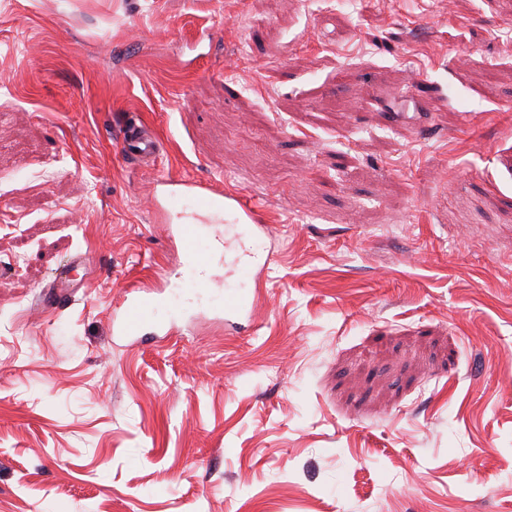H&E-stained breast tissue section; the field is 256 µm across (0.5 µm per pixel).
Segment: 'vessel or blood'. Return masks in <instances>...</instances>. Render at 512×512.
I'll use <instances>...</instances> for the list:
<instances>
[{"label":"vessel or blood","mask_w":512,"mask_h":512,"mask_svg":"<svg viewBox=\"0 0 512 512\" xmlns=\"http://www.w3.org/2000/svg\"><path fill=\"white\" fill-rule=\"evenodd\" d=\"M120 146L124 156L147 162L159 154L161 142L149 126L133 120L125 127ZM158 183L164 188L167 206L181 220L178 238L185 271L196 278L204 290L223 291L225 314L232 319L240 317L250 306L247 289L249 275L269 262L268 256L259 252L265 237L270 234L268 225L262 224L256 207L241 194L184 177L163 176ZM226 213L234 216L240 231L237 235L238 249L229 263L230 272L224 275L218 268H206L200 262L198 223L202 220L210 224L221 223ZM72 270V264L68 263L55 272V289L44 297V304L68 297ZM148 307L147 298L126 294L120 314L113 318V333L137 341L145 340V313Z\"/></svg>","instance_id":"vessel-or-blood-1"}]
</instances>
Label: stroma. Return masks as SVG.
I'll list each match as a JSON object with an SVG mask.
<instances>
[{"label":"stroma","instance_id":"stroma-1","mask_svg":"<svg viewBox=\"0 0 512 512\" xmlns=\"http://www.w3.org/2000/svg\"><path fill=\"white\" fill-rule=\"evenodd\" d=\"M163 175L257 206L251 313ZM0 512H512V0H0ZM120 146L124 156L140 162H149L159 154L161 142L149 126L132 120L125 126ZM87 261H89V258H86L85 256L79 257L78 259L73 260L60 267L54 274V292L51 293L50 295H46L42 299V305L46 306L53 302L68 298L69 288H73L71 286V282H73V279L71 278L72 270L74 269L75 266L83 265ZM133 289L127 291L123 307L119 315L114 314L112 321V332L118 336H126L136 341L154 339L158 337L146 336L145 313L151 303L144 295L139 298L133 294Z\"/></svg>","mask_w":512,"mask_h":512}]
</instances>
